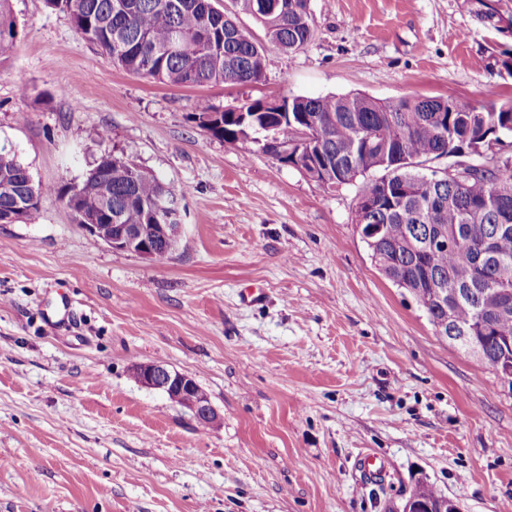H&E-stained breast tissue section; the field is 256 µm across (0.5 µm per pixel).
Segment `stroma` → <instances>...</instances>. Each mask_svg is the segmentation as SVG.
Returning a JSON list of instances; mask_svg holds the SVG:
<instances>
[{"mask_svg":"<svg viewBox=\"0 0 512 512\" xmlns=\"http://www.w3.org/2000/svg\"><path fill=\"white\" fill-rule=\"evenodd\" d=\"M10 6L0 145L34 182L81 184L111 152L189 193L161 264L53 196L0 224V512H392L422 481L463 512L512 505V395L380 274L357 186L323 190L192 120L200 99L512 104V76L488 67L512 34L474 0H310L314 40L288 59L267 47L259 82L175 87L113 66L47 0ZM138 363L190 375L219 421L141 386Z\"/></svg>","mask_w":512,"mask_h":512,"instance_id":"35a3bbf8","label":"stroma"}]
</instances>
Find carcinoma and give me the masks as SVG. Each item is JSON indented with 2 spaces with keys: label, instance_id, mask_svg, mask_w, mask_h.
Here are the masks:
<instances>
[{
  "label": "carcinoma",
  "instance_id": "carcinoma-1",
  "mask_svg": "<svg viewBox=\"0 0 512 512\" xmlns=\"http://www.w3.org/2000/svg\"><path fill=\"white\" fill-rule=\"evenodd\" d=\"M76 31L112 64L171 86L245 85L261 80L265 47L237 23L259 22L266 41L289 58L314 38L309 0H231L221 12L212 0H60ZM19 38L10 0H0V58ZM194 119L211 136L237 135L270 155L285 145L319 168L325 190L362 181L357 201H370L366 223L377 234L365 240L371 259L392 284L406 289L433 329L448 319L479 346L456 343L492 372L503 351L512 356V161L463 183L435 178L406 160L454 157L466 148L487 150L512 138V105L476 107L458 97L378 101L351 93L291 98L275 113L261 99L246 100L236 115L208 102ZM310 131L299 140L294 128ZM392 174L389 183L383 176ZM187 190L164 183L133 161L102 157L79 190L30 182L16 153L0 146V221L39 211L40 199H68L77 224H98L106 237L113 224H165L164 199L183 201ZM443 499L416 485L405 500Z\"/></svg>",
  "mask_w": 512,
  "mask_h": 512
}]
</instances>
